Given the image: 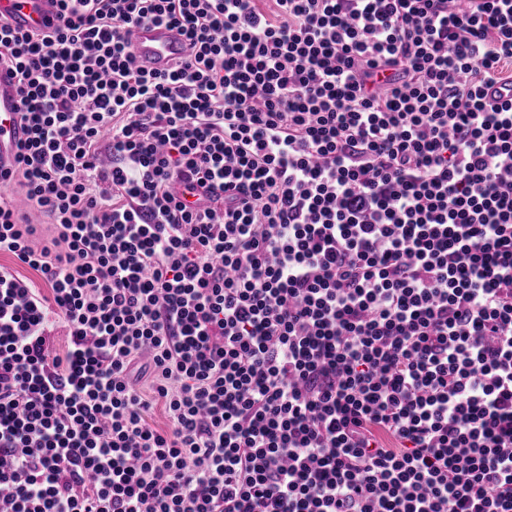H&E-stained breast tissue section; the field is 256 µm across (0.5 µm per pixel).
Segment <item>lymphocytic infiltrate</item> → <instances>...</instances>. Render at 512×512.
Returning <instances> with one entry per match:
<instances>
[{
	"label": "lymphocytic infiltrate",
	"mask_w": 512,
	"mask_h": 512,
	"mask_svg": "<svg viewBox=\"0 0 512 512\" xmlns=\"http://www.w3.org/2000/svg\"><path fill=\"white\" fill-rule=\"evenodd\" d=\"M58 3L0 21L6 512H512V0ZM58 15L57 0H0V19L14 30L51 31ZM132 49L146 69L165 72L186 57V42L178 29L166 24H145L134 30ZM18 95L16 78L7 70H0V170L6 171L14 163L19 146L26 135L17 123Z\"/></svg>",
	"instance_id": "f902f5d3"
}]
</instances>
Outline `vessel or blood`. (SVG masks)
I'll use <instances>...</instances> for the list:
<instances>
[{
  "label": "vessel or blood",
  "mask_w": 512,
  "mask_h": 512,
  "mask_svg": "<svg viewBox=\"0 0 512 512\" xmlns=\"http://www.w3.org/2000/svg\"><path fill=\"white\" fill-rule=\"evenodd\" d=\"M57 0H0V19L18 31H50L58 23ZM132 49L138 61L154 72L167 71L185 57L186 42L178 29L166 24H145L135 29ZM15 77L0 70V170L11 168L26 136L17 122Z\"/></svg>",
  "instance_id": "vessel-or-blood-1"
}]
</instances>
